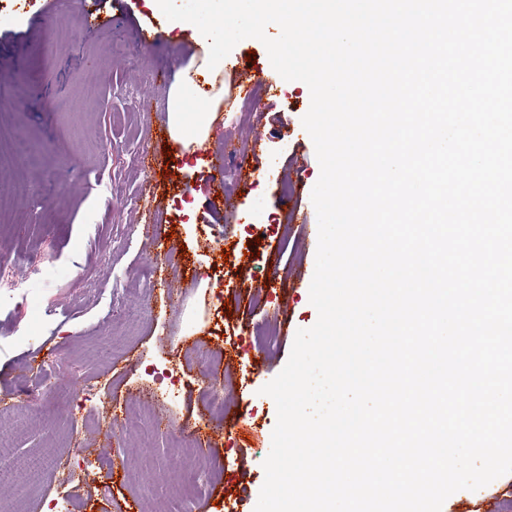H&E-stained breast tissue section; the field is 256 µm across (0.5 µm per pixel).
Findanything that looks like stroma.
Listing matches in <instances>:
<instances>
[{"mask_svg": "<svg viewBox=\"0 0 512 512\" xmlns=\"http://www.w3.org/2000/svg\"><path fill=\"white\" fill-rule=\"evenodd\" d=\"M123 22L88 32L78 7L36 0L0 26V73L10 74L0 127L27 162L0 167V261L26 274V255L47 247L51 264L31 286L42 302L31 326L18 301L0 298V408L33 414L0 422V512H254L277 414L261 392L286 364L297 330L317 320L309 300L317 223L292 220L289 200L314 213L320 166L302 125L310 106L298 82L233 93L214 113L193 158L166 156L156 139L173 99L207 108L180 80L155 70L189 66L206 39L197 28L141 50L142 26L166 24L145 0H99ZM222 86L246 65L272 72L254 38L228 56ZM250 186L209 177L217 154H250ZM155 153L145 169V152ZM196 203L187 216V203ZM266 220H252L254 206ZM161 221L162 233L147 226ZM283 280L270 287L271 278ZM90 286L82 306L76 291ZM278 321L270 348L255 342ZM225 387L223 418L202 398ZM442 512H512V474L448 497Z\"/></svg>", "mask_w": 512, "mask_h": 512, "instance_id": "obj_1", "label": "stroma"}]
</instances>
